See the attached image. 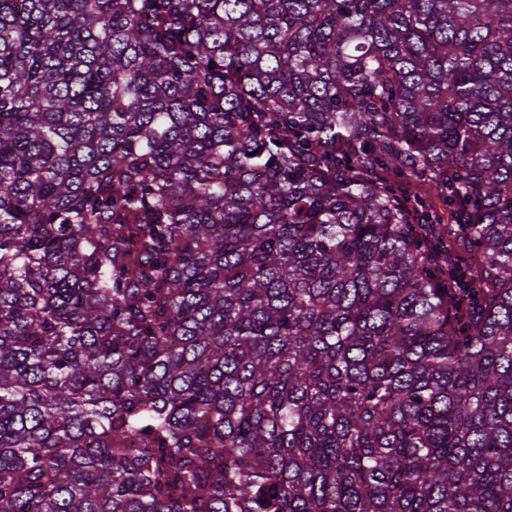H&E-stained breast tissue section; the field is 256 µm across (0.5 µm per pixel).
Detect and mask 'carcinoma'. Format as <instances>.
Listing matches in <instances>:
<instances>
[{
    "label": "carcinoma",
    "instance_id": "1",
    "mask_svg": "<svg viewBox=\"0 0 512 512\" xmlns=\"http://www.w3.org/2000/svg\"><path fill=\"white\" fill-rule=\"evenodd\" d=\"M0 512H512V0H0Z\"/></svg>",
    "mask_w": 512,
    "mask_h": 512
}]
</instances>
